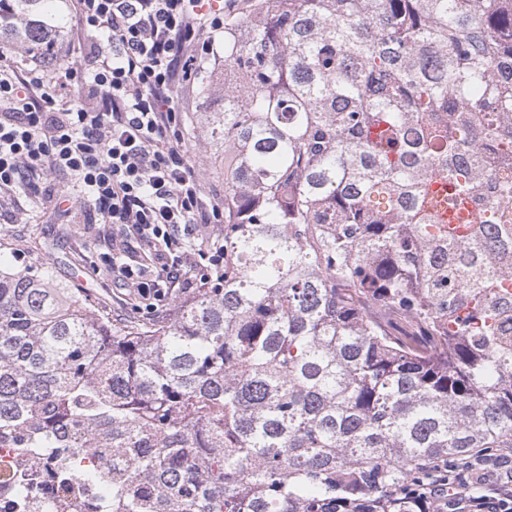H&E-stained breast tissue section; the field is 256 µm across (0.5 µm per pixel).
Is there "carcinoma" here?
<instances>
[{"mask_svg": "<svg viewBox=\"0 0 512 512\" xmlns=\"http://www.w3.org/2000/svg\"><path fill=\"white\" fill-rule=\"evenodd\" d=\"M224 69L221 284L115 325L0 262V440L68 491L96 449L105 512H428L413 480L512 448V0H248Z\"/></svg>", "mask_w": 512, "mask_h": 512, "instance_id": "1", "label": "carcinoma"}]
</instances>
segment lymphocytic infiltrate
<instances>
[{"label": "lymphocytic infiltrate", "instance_id": "obj_1", "mask_svg": "<svg viewBox=\"0 0 512 512\" xmlns=\"http://www.w3.org/2000/svg\"><path fill=\"white\" fill-rule=\"evenodd\" d=\"M91 40L65 65L26 67L0 49V193L38 196L66 175L64 201L116 231L101 261L147 312L168 309L196 279L224 275V221L208 199L181 133L176 87L224 36L206 0H73ZM416 496L432 512H512V451L482 452L435 469Z\"/></svg>", "mask_w": 512, "mask_h": 512}]
</instances>
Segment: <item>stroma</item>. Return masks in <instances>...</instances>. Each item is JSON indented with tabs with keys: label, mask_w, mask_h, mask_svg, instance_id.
Instances as JSON below:
<instances>
[{
	"label": "stroma",
	"mask_w": 512,
	"mask_h": 512,
	"mask_svg": "<svg viewBox=\"0 0 512 512\" xmlns=\"http://www.w3.org/2000/svg\"><path fill=\"white\" fill-rule=\"evenodd\" d=\"M177 101L184 108L185 140L190 146L195 170L207 193L216 199L224 197V168L206 136L210 113L224 106V70L215 68L212 92L208 100L197 94L196 82L179 86ZM67 178L50 176L37 200L0 202V257L14 267L48 268L54 281L76 288L88 306L109 315L121 325L136 317V300L131 290L115 287L109 272L98 270L99 256L108 252L111 229H103L93 238L80 236L71 213L60 204L59 195ZM25 208L23 221H16L18 208Z\"/></svg>",
	"instance_id": "35a3bbf8"
}]
</instances>
